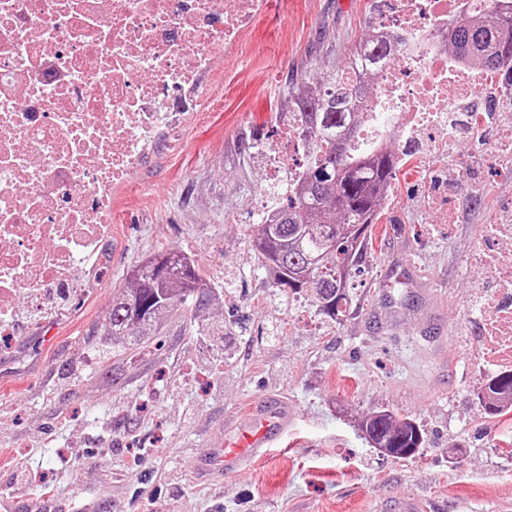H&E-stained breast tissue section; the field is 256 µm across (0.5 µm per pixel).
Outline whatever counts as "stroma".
<instances>
[{"mask_svg": "<svg viewBox=\"0 0 512 512\" xmlns=\"http://www.w3.org/2000/svg\"><path fill=\"white\" fill-rule=\"evenodd\" d=\"M370 0H269L202 108L111 192L109 232L86 275L31 320L19 297L0 342V512H387L418 497L425 512H499L512 503V412L486 414L474 346L470 259L488 207L512 208V164L475 159V141L431 171L398 170L367 249L368 284L349 317L321 315L311 291L276 288L252 241L268 167L262 146L288 130V108L343 67L370 26ZM470 194L437 223L435 189ZM165 250L195 258L216 298L191 320L172 310L128 349L101 325L128 272ZM414 263L418 279L379 284ZM285 397L295 421L250 469L196 481L224 420ZM387 410L420 426L405 459L365 440Z\"/></svg>", "mask_w": 512, "mask_h": 512, "instance_id": "stroma-1", "label": "stroma"}]
</instances>
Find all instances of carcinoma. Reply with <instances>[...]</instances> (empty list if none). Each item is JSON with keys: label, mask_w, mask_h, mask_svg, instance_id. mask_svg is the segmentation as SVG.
<instances>
[{"label": "carcinoma", "mask_w": 512, "mask_h": 512, "mask_svg": "<svg viewBox=\"0 0 512 512\" xmlns=\"http://www.w3.org/2000/svg\"><path fill=\"white\" fill-rule=\"evenodd\" d=\"M450 47L468 64L494 71L512 64V29L497 16L469 18L454 27ZM351 55L369 66L387 60L388 45L367 33ZM368 99L367 82L354 84L342 71L328 76L317 94L298 97L307 123L318 133L311 164L297 192L276 209L273 222L255 225L262 262L280 291L289 295L312 289L319 311L334 320L350 313V290L366 273L364 255L378 221L380 195L397 173L393 152L383 147L347 148L361 120L354 103L364 105ZM166 256L163 275L155 270L154 255L134 266L131 287L113 297L103 335L117 336L119 343L129 346L154 335L165 314L187 303L188 277L197 285L194 312L209 303L211 290L199 265L181 253ZM501 393L512 394V370L497 374L488 385V415L505 414L496 401ZM362 431L373 447L386 448L394 457L422 444L414 422L387 411L366 417Z\"/></svg>", "instance_id": "obj_1"}]
</instances>
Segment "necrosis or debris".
Listing matches in <instances>:
<instances>
[{
	"mask_svg": "<svg viewBox=\"0 0 512 512\" xmlns=\"http://www.w3.org/2000/svg\"><path fill=\"white\" fill-rule=\"evenodd\" d=\"M266 0H0V331L15 301L32 306L82 271L106 235L112 188L155 153L206 95L201 78L222 66ZM512 16V0H374L373 34L393 57L354 141L414 140L419 159L447 152L449 133L478 132L469 68L448 52L462 17ZM280 176L297 188L315 136L294 112ZM474 261L493 291L480 317L482 356L512 367V219Z\"/></svg>",
	"mask_w": 512,
	"mask_h": 512,
	"instance_id": "obj_1",
	"label": "necrosis or debris"
}]
</instances>
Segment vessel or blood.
Here are the masks:
<instances>
[{"label":"vessel or blood","instance_id":"b4317fda","mask_svg":"<svg viewBox=\"0 0 512 512\" xmlns=\"http://www.w3.org/2000/svg\"><path fill=\"white\" fill-rule=\"evenodd\" d=\"M294 421L293 406L283 398L250 405L241 422L232 424V436L223 447L210 448L198 459L200 473L231 475L252 461L266 458L278 447Z\"/></svg>","mask_w":512,"mask_h":512}]
</instances>
